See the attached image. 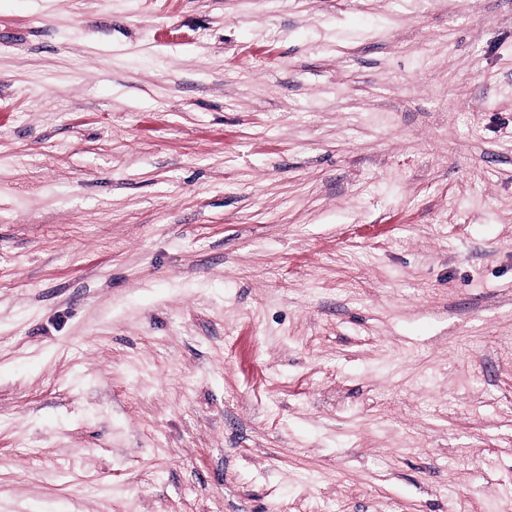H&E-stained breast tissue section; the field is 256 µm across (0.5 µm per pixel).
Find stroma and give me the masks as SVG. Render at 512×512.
Returning <instances> with one entry per match:
<instances>
[{"label":"stroma","mask_w":512,"mask_h":512,"mask_svg":"<svg viewBox=\"0 0 512 512\" xmlns=\"http://www.w3.org/2000/svg\"><path fill=\"white\" fill-rule=\"evenodd\" d=\"M0 512H512V0H0Z\"/></svg>","instance_id":"35a3bbf8"}]
</instances>
